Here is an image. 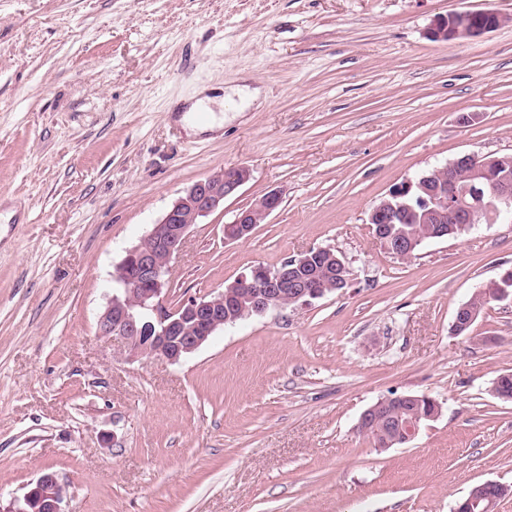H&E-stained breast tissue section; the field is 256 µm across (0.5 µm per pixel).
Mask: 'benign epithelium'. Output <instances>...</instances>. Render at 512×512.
Listing matches in <instances>:
<instances>
[{"instance_id": "benign-epithelium-1", "label": "benign epithelium", "mask_w": 512, "mask_h": 512, "mask_svg": "<svg viewBox=\"0 0 512 512\" xmlns=\"http://www.w3.org/2000/svg\"><path fill=\"white\" fill-rule=\"evenodd\" d=\"M505 19L490 9L450 11L436 18L433 36L440 41L470 40L492 32ZM250 178L245 166L225 168L194 183L167 210L163 217L140 242L128 249L116 267L113 278L116 292L108 298L98 316L97 334L105 339L120 338L128 356L149 355L170 363H177L208 342L216 330L227 323L253 314H262L270 308L303 305L326 295L325 290L305 287L299 271L310 254L323 253L336 261L338 286L348 287L350 269L345 261L336 258L328 247H317L289 257L280 266L251 267L222 291L168 303L173 282V261L182 250L192 226L224 207V200L234 195ZM486 180L485 192L472 193V182ZM424 190L429 197L420 215L423 224H444L451 220L470 230L479 224H494L508 219L512 212V167L499 157L465 153L437 167L416 180H407L392 188L368 214L370 231L389 253L401 258L413 257L416 241L399 243L393 247L381 237L375 226L390 224L398 208L393 200L404 197L413 187ZM282 203L277 190L266 192L249 207L236 213L232 222L224 225V239H247L255 227L276 211ZM257 290L246 295L250 305L238 311L244 289ZM487 495L482 500H465L455 512H496L503 485L486 482ZM66 487L52 472L42 473L20 497H13L8 505H0V512H65Z\"/></svg>"}]
</instances>
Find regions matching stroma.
I'll return each instance as SVG.
<instances>
[{
  "mask_svg": "<svg viewBox=\"0 0 512 512\" xmlns=\"http://www.w3.org/2000/svg\"><path fill=\"white\" fill-rule=\"evenodd\" d=\"M507 19L433 40L435 17ZM223 87L224 125L174 112ZM512 154V0H0V499L46 471L65 512H452L512 486V303L451 330L512 269V223L403 260L370 234L390 188ZM250 180L194 225L171 301L330 247L344 291L217 330L177 363L96 333L112 274L195 182ZM253 234L223 227L269 190ZM441 405L407 445L356 430L379 399Z\"/></svg>",
  "mask_w": 512,
  "mask_h": 512,
  "instance_id": "obj_1",
  "label": "stroma"
}]
</instances>
